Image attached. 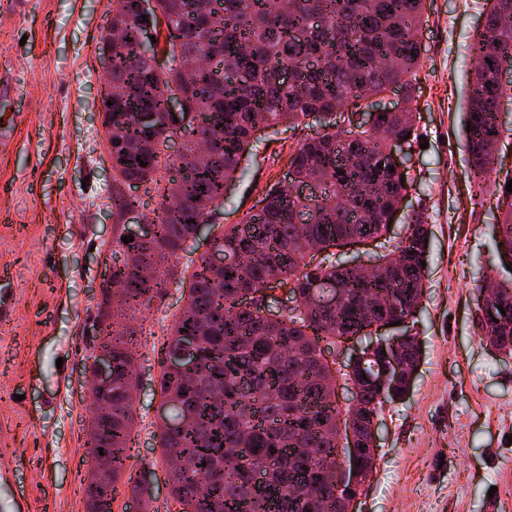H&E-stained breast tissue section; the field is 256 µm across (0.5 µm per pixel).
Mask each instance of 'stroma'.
I'll use <instances>...</instances> for the list:
<instances>
[{
	"label": "stroma",
	"mask_w": 512,
	"mask_h": 512,
	"mask_svg": "<svg viewBox=\"0 0 512 512\" xmlns=\"http://www.w3.org/2000/svg\"><path fill=\"white\" fill-rule=\"evenodd\" d=\"M108 0H0V444L9 450L0 512H85L92 458L87 447L91 353L100 258L118 234L99 99L106 68L97 50ZM489 0H426L418 31L423 66L410 103L428 148L406 162L404 218L425 216L431 236L427 293L413 329L423 355L407 397L377 416L379 455L358 512H512V355L480 342L474 285L496 258L495 200L476 193L458 136L471 36ZM315 118L266 130L244 157L203 234L178 253L191 266L225 225L253 210L284 180L288 155L316 135ZM184 298L178 280L149 307L128 310L138 390L137 424L113 512L151 475L155 512H168L158 441L159 349Z\"/></svg>",
	"instance_id": "obj_1"
}]
</instances>
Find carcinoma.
Segmentation results:
<instances>
[{
	"mask_svg": "<svg viewBox=\"0 0 512 512\" xmlns=\"http://www.w3.org/2000/svg\"><path fill=\"white\" fill-rule=\"evenodd\" d=\"M499 9L472 43L469 82L460 129L470 173L480 193H490L502 214L500 260H512V173L495 165L492 143L501 134L497 107L508 96L497 72L512 54V0ZM166 19L168 72L141 52L145 26L136 0H112V199L121 217L143 202L125 187L137 184L161 198L152 210L147 240H115L123 259L112 266L119 298L112 312L148 306L165 291L155 274L162 259L181 250L197 224L209 220L258 134L294 124L315 112L336 115L390 90L414 93L422 47L425 0H156ZM182 105L170 112V94ZM375 133L336 129L304 140L289 154L293 181L317 178L318 198H302L290 184L271 187L265 207L224 226L213 247L224 263L204 256L181 283L187 303L175 314L161 362L192 344L193 368L162 370V402L170 419L190 421L171 430L163 423L161 448L171 471V492L183 512H336L344 489L336 478V422H352L367 437L370 413L404 398L406 381L389 375L378 389L365 384L356 411L336 402L319 342L370 337L385 321L414 319L426 293L429 225L420 213L406 219L403 239L375 255L364 274L325 255L312 263L310 245L324 250L344 239H382L407 192L404 176L388 157L392 141L418 142L415 114L384 112ZM188 136L177 156L158 152L157 140ZM288 285L296 306L272 323L263 292ZM318 282L341 288L339 301H307ZM493 318H477L486 344L512 354V293L501 296ZM135 331L103 330L101 347L112 355V417L88 409L97 447L112 471L89 482L87 512H108L127 460V423L133 413L128 375ZM394 342L403 360L420 362L417 335L377 337Z\"/></svg>",
	"mask_w": 512,
	"mask_h": 512,
	"instance_id": "obj_1",
	"label": "carcinoma"
}]
</instances>
